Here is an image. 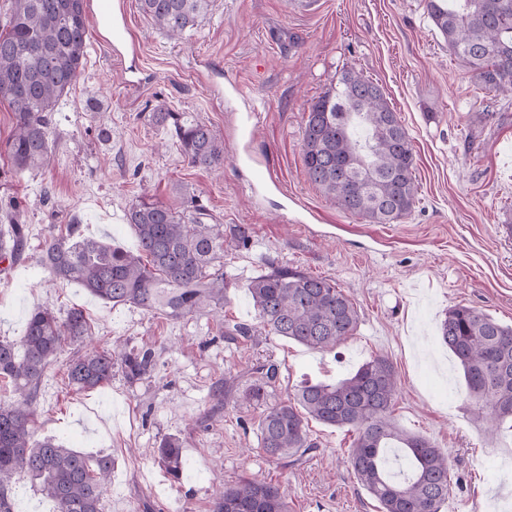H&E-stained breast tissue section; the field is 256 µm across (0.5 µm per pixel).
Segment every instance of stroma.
Wrapping results in <instances>:
<instances>
[{
  "label": "stroma",
  "mask_w": 512,
  "mask_h": 512,
  "mask_svg": "<svg viewBox=\"0 0 512 512\" xmlns=\"http://www.w3.org/2000/svg\"><path fill=\"white\" fill-rule=\"evenodd\" d=\"M123 40L89 26L87 60L52 114L44 166L15 173L0 156V196L22 198L29 256L0 270V339H18L39 306L81 308L93 347L152 343L155 365L137 381L114 373L89 392L66 386L72 345L43 379L34 440L61 438L114 462L103 512H210L218 483H277L289 512H378L347 464L353 433L310 421L316 449L283 466L257 445L259 408L220 407L216 382L260 362L279 366L277 396L312 379L347 377L376 356L398 378L392 416L445 449L454 486L441 512H512V425L475 420L463 375L438 338L448 307L465 304L512 324V94L481 90L451 56L423 0H211L180 41L122 0ZM378 82L409 133L418 201L395 224H372L336 208L306 178L304 119L311 101L343 70ZM212 126L224 140L217 172L187 164L157 105ZM112 130L100 140L99 125ZM194 196L205 223L251 238L224 255L231 322L254 324L248 281L271 265L326 277L352 296L360 324L331 352L261 332L230 342L216 320H179L111 306L75 284L49 280L38 263L53 227L77 221L85 235L137 245L125 211L146 196L177 206ZM183 442L185 469L172 480L152 455Z\"/></svg>",
  "instance_id": "35a3bbf8"
}]
</instances>
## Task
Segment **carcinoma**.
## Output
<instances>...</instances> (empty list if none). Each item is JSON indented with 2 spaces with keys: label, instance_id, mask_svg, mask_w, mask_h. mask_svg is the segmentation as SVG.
Segmentation results:
<instances>
[{
  "label": "carcinoma",
  "instance_id": "carcinoma-1",
  "mask_svg": "<svg viewBox=\"0 0 512 512\" xmlns=\"http://www.w3.org/2000/svg\"><path fill=\"white\" fill-rule=\"evenodd\" d=\"M0 25V100L15 125L4 143L14 169L43 166L50 153L52 113L84 69L88 24L85 0H10ZM142 11L170 38L179 39L207 14L210 0H140ZM428 16L448 42L459 66L487 93L512 92V0H426ZM158 125L173 122L183 158L193 167H224V140L209 125L180 123L160 107ZM309 181L341 211L372 223L393 224L413 210L417 195L414 155L407 130L381 85L344 71L311 102L303 131ZM23 201L0 199V263L28 258V228L20 223ZM193 198L174 207L139 199L125 217L138 237V252L112 247L69 223L45 238L39 262L51 279L75 283L112 304L132 305L177 320L224 307V225L205 224ZM257 326H221L222 336L251 337L260 328L309 349L332 351L353 336L359 313L333 279L286 265L274 266L247 285ZM89 335L80 308L61 314L34 309L19 342L0 341V379L15 398L0 402V512L12 510L13 475L25 472L56 504V512H102L112 458L87 455L53 438L31 443L37 397L45 373L65 343ZM439 338L461 370L475 419L491 427L512 420V325L465 304L448 308ZM155 364L154 349L103 348L75 355L67 386L78 392L112 381L120 370L130 381ZM279 368L268 362L228 375L213 390L219 403L263 407L258 445L288 466L317 447L308 421L355 434L348 451L354 478L378 503L379 512H441L452 490L449 454L429 438L401 429L392 418L398 383L392 363L375 357L335 383L305 382L284 399H273ZM401 449L410 462L402 478L386 469V453ZM159 464L174 480L183 470L182 443L164 439ZM211 512H288L281 487L241 479L220 488Z\"/></svg>",
  "mask_w": 512,
  "mask_h": 512
}]
</instances>
